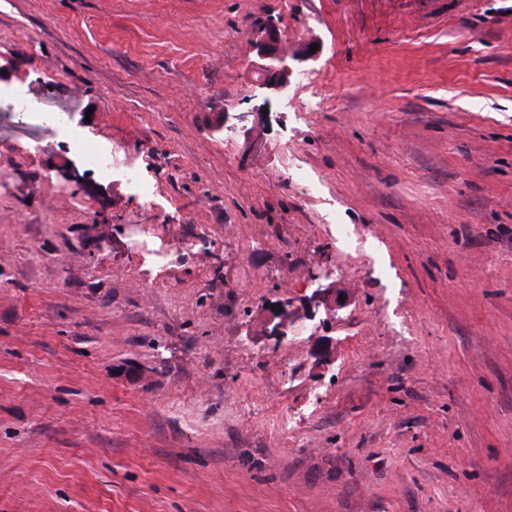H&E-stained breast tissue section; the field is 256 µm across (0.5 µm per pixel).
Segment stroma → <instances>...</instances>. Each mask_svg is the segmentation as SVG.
Returning <instances> with one entry per match:
<instances>
[{
	"label": "stroma",
	"mask_w": 512,
	"mask_h": 512,
	"mask_svg": "<svg viewBox=\"0 0 512 512\" xmlns=\"http://www.w3.org/2000/svg\"><path fill=\"white\" fill-rule=\"evenodd\" d=\"M0 65V512H512V0H0ZM265 33L263 39L255 42L257 53L266 63L262 66L265 74V85L270 89L283 90L288 85V69L284 64V57L279 53L276 44V34L271 25L262 28ZM71 148L85 157L87 163L96 169L103 178L112 176V172L119 168L127 181L135 185H141V176L137 168L132 165H117L114 161L115 154L102 150H96L80 138L71 141Z\"/></svg>",
	"instance_id": "1"
}]
</instances>
